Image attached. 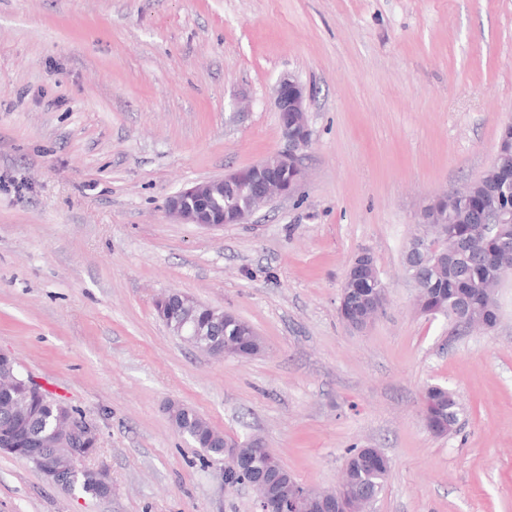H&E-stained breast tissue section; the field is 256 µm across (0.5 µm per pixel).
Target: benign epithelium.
<instances>
[{"label":"benign epithelium","instance_id":"1","mask_svg":"<svg viewBox=\"0 0 512 512\" xmlns=\"http://www.w3.org/2000/svg\"><path fill=\"white\" fill-rule=\"evenodd\" d=\"M308 94L305 86L294 76L284 75L277 81L273 90V104L279 113L282 134L288 142V149L271 154V157L286 164L298 157V153L309 147L311 130L307 118ZM255 170L254 188L247 192V201L233 209H224V192H218L220 186L236 193L239 188V172H231L221 178L197 183L178 191L167 200L168 215L179 224H199L203 227L215 226L213 214L221 212L223 224H246L261 208L277 199L293 196L304 179L305 172L300 164H295L291 181L275 179L273 165L263 160L253 166ZM512 222V209L492 208L478 216L476 233L483 236L497 235L499 224ZM374 265L373 256L366 250L359 251L348 265L344 284L341 289L339 309L355 307L361 311L356 319L343 318L346 326L362 332L379 315L382 307L373 306L361 292L368 279L370 267ZM185 308H194L200 302L184 293L165 294L156 302V308L163 314L175 303ZM193 345L213 357H224L232 354L230 346L222 339H214L207 345L193 342ZM98 429L91 423L71 412L61 415L55 421L47 438L39 441L31 451V459L42 461L43 449L65 448L68 451L67 464L64 466L46 467V479L54 485L64 487L72 475L86 471L83 461L88 457L85 443L90 439H98ZM256 496L257 512H307V505L314 501L321 505L320 512H368L372 498L363 495L357 498L321 494L288 478V492L271 489L263 482L247 483Z\"/></svg>","mask_w":512,"mask_h":512}]
</instances>
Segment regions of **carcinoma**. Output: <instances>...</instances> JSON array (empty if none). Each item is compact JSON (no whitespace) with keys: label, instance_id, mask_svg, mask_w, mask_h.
<instances>
[{"label":"carcinoma","instance_id":"cac0c4a2","mask_svg":"<svg viewBox=\"0 0 512 512\" xmlns=\"http://www.w3.org/2000/svg\"><path fill=\"white\" fill-rule=\"evenodd\" d=\"M512 169V125L503 126L494 161L488 172L499 166ZM486 206L484 189L474 185L469 199L453 209L432 201L439 219L436 224H419L404 254L405 276L416 289L417 304L422 312L440 315L457 327L468 328L478 319L495 324L499 319V307L495 297L487 294L490 282L500 283L512 276V256L502 258L496 264H484L476 253L488 251L491 244L474 236L476 217ZM222 313L200 307L193 312L187 326L206 325L224 332V340L230 343L239 357H248L263 349L262 338L245 321L234 315L221 319ZM449 389L434 385L426 389L423 398L422 418L429 431L443 435L448 425L458 422L460 411L457 399H448ZM61 400L45 390L31 391L26 377L20 376L8 388H0V428L10 426L20 430L24 438L12 455L27 458L31 444L47 433L62 414ZM183 422L185 436L206 453L219 451L220 431L196 410L182 405L176 410ZM242 453L252 461V469L244 477H255L263 472L281 474L279 485L288 486V471L269 451L244 448ZM362 453L349 449L348 464L336 494L349 496L369 492H381L389 462L376 454V463L366 467L357 462ZM90 497H106L110 490L97 485L90 474L78 475L67 487Z\"/></svg>","mask_w":512,"mask_h":512}]
</instances>
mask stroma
I'll return each instance as SVG.
<instances>
[{
	"mask_svg": "<svg viewBox=\"0 0 512 512\" xmlns=\"http://www.w3.org/2000/svg\"><path fill=\"white\" fill-rule=\"evenodd\" d=\"M308 92L306 173L246 224L168 215L183 187L285 149L272 90ZM512 120V0H0V352L100 431L68 492L0 453V512H255L172 426L196 409L260 436L296 480L339 485L346 451L390 461L370 512H512V278L499 321L415 309L403 254L435 196L481 177ZM362 249L388 286L365 332L339 318ZM228 310L261 353L172 335L166 292ZM439 384L453 432L422 420ZM446 387L434 385L426 389L423 398L422 418L429 431L436 435H443L451 426L458 422L460 411L459 403L453 393L452 399L448 400ZM95 480L99 485L110 487L111 484L107 480L102 471L94 470ZM97 485L89 473L77 475L74 481L65 488L68 491L78 490L82 495L90 497H107L111 491L105 487Z\"/></svg>",
	"mask_w": 512,
	"mask_h": 512,
	"instance_id": "obj_1",
	"label": "stroma"
}]
</instances>
